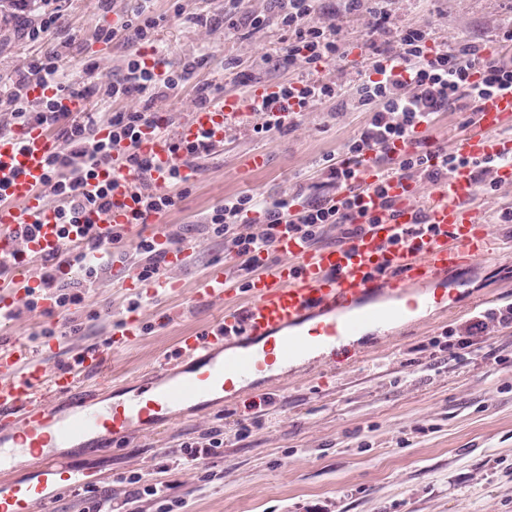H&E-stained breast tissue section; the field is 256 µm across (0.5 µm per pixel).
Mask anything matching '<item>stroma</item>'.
Listing matches in <instances>:
<instances>
[{"instance_id": "stroma-1", "label": "stroma", "mask_w": 512, "mask_h": 512, "mask_svg": "<svg viewBox=\"0 0 512 512\" xmlns=\"http://www.w3.org/2000/svg\"><path fill=\"white\" fill-rule=\"evenodd\" d=\"M178 4L207 16L209 26L176 17ZM137 6V0H116L106 15L98 0H67L55 38L63 43L76 32L82 44L67 50L66 70L79 74L94 62L100 82L119 77L126 46L95 42L91 32ZM384 7L389 28L428 25L432 44L440 46L461 38L495 44L503 21L512 17V0H386ZM152 8L162 17L157 48L174 66L200 63L192 83L159 103L178 119L195 110L196 82L219 97L239 89L240 72L272 87L313 73L301 65L280 67L287 45L281 27L249 25V14L273 13L272 0H154ZM315 17L334 24L350 48L344 60L323 63L316 73L344 88L354 84L368 64L361 51L366 14L349 13L345 0H319ZM366 118L341 110L338 102H318L267 139L248 127L228 131L223 151L201 160L197 180L162 217V231L192 246L183 267L159 265L160 276L182 281L184 294L136 297L113 272L100 274L86 290L84 307L69 313L77 333L55 364L70 361L72 346L102 342L132 310L142 320V334L113 352L112 374L175 359L178 336L207 327L220 311L216 304H191L199 279L218 265L238 269L223 238L209 230L207 213L242 192L271 198L299 192L308 201L334 194L326 160L341 156ZM258 153L265 163L251 167ZM445 288L448 311L421 306L409 321L350 339L355 359L348 367L300 369L285 381L251 379L243 399L203 411L187 407L178 420L152 431L60 454L76 465L79 485L90 482L118 495L125 490L122 475L175 481L180 512H512V325L493 322L488 335H466L477 312L512 304V262L481 261L465 273H449ZM244 423L250 426L245 434ZM219 426L220 457L202 469L161 473L164 450Z\"/></svg>"}]
</instances>
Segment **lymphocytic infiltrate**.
<instances>
[{
    "label": "lymphocytic infiltrate",
    "instance_id": "lymphocytic-infiltrate-1",
    "mask_svg": "<svg viewBox=\"0 0 512 512\" xmlns=\"http://www.w3.org/2000/svg\"><path fill=\"white\" fill-rule=\"evenodd\" d=\"M65 0H0V28L13 30L16 35L35 44L37 51L0 84V113L10 127L23 129L36 124L56 132L60 147L48 160V186L52 195L61 200L56 211L60 226L79 224L86 211L105 212L119 191V179L90 186L101 166L120 154L129 168L140 172L132 198L137 204V217L160 215L176 206L182 197L185 181L180 170L197 166L212 153L207 140L192 143L181 141L172 145L170 167L172 189L159 191L151 177L152 166L137 151L143 128L172 126V113L154 110L155 101L165 99L170 92L189 82L195 72L193 62L181 67L164 64L146 66L139 47L151 42L159 25L151 8V0L141 4L130 17L116 25L98 26L94 40L111 44L122 40L130 49L123 76L107 84L90 81L93 67H86V79L75 80L62 66L63 52L54 36L63 17ZM278 13L272 16L253 15L251 26L259 28L275 22L288 34V46L282 57L285 66L297 62L312 65L346 58L347 49L338 37L334 25L315 20L316 0H280ZM502 52L487 53L485 46L468 39H459L443 49L432 48L429 32L421 24H409L397 29L393 41L385 47H374L368 69L348 90L326 79L288 80L278 85L272 97L257 104L254 111L262 118L253 128L257 136L266 138L280 131L285 122L289 102H296L300 111L314 103L329 102L345 97L349 110L367 112L368 120L345 145L340 160L329 164V177L336 185L333 195L301 205L296 197L269 198L260 194L242 193L226 197L212 210L206 222L215 235L224 239L228 251L241 261L256 260L258 253L275 250L278 237L297 236L308 246L322 241L328 228L336 227L341 237L361 232L356 222L358 197L349 189L354 178V166L366 152H374L377 162H385L397 142L407 141L423 125H431L436 115L446 111L471 112L485 97L512 92V54L505 53L512 45V20L500 28ZM51 88L49 96L30 99L31 84ZM63 97L84 101L97 98L111 115L106 120L110 136L98 138L97 123L83 121L72 113L59 109ZM142 97L146 103L140 109L114 110V103ZM461 162L447 145L420 144L416 151L403 155L397 173L421 183L437 184ZM260 216L259 227L247 224L248 214ZM111 255L101 248L96 235L87 238L85 252L69 256L63 263L47 261L43 277L55 286L54 309L67 311L81 307L85 295L71 288V281L93 282L108 269ZM224 440L220 429L202 435L200 440L181 443L169 450L176 466L199 468L206 459L218 456ZM130 491L122 498L102 499L96 485L88 484L83 493L89 502L87 512H133V505L143 497L158 501L163 512H174L182 502L174 494L170 482L142 484L138 475L125 479Z\"/></svg>",
    "mask_w": 512,
    "mask_h": 512
}]
</instances>
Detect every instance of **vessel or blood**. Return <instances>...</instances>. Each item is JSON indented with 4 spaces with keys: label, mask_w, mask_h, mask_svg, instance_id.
Returning <instances> with one entry per match:
<instances>
[{
    "label": "vessel or blood",
    "mask_w": 512,
    "mask_h": 512,
    "mask_svg": "<svg viewBox=\"0 0 512 512\" xmlns=\"http://www.w3.org/2000/svg\"><path fill=\"white\" fill-rule=\"evenodd\" d=\"M271 94L268 87L227 93L174 129L147 130L140 150L155 163V186L169 187L174 141H193L207 132L214 148L223 149L225 130L247 125L252 104ZM509 124L512 93L488 97L450 148L471 161L505 158L494 178L500 187L512 189V137L501 134ZM58 146L40 127L18 137L0 135V175L10 178L0 191V261L9 266L0 277L2 308H19L34 287L41 290L43 307L53 305L39 266L63 249L56 205L46 192V159ZM399 158L395 152L379 164L373 153H366L352 185L372 213L378 210L374 187L388 185L394 218L366 225L361 234L337 245L310 247L297 237L282 236L279 261L258 266L244 291L224 269L203 275L191 300L221 304L218 318L208 328L179 336L180 366L154 371L133 398L73 400L86 376L105 373L112 351L140 335L139 319H124L104 343L74 347L71 362L62 367L50 363L59 342L49 343L36 357L21 339L0 341V448L21 449L16 467L32 470L31 478L0 484V512H44L48 487L72 486L74 471L56 449L90 448L110 437L144 432L171 418L175 407L196 401L222 403L225 396L239 395L246 380L300 359L312 345H334L367 326L398 322L420 301L444 304L439 284L448 271L498 255L499 244L483 221L480 193L468 169L455 170L421 194L413 181L393 175ZM132 206V199L120 194L107 213L89 214L102 243L110 242L114 225L135 232ZM422 215L435 231L402 235V228ZM27 224L38 230L24 242L16 232Z\"/></svg>",
    "instance_id": "obj_1"
}]
</instances>
